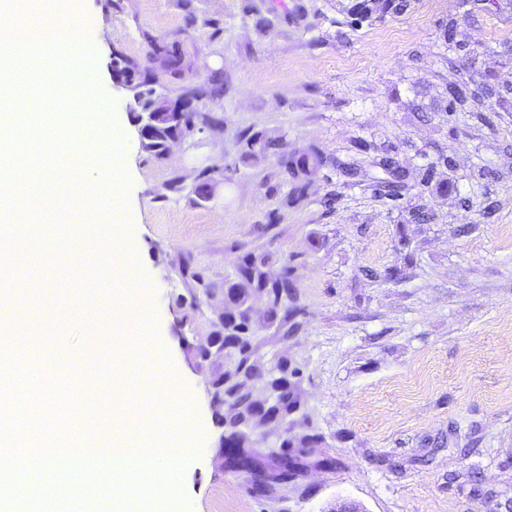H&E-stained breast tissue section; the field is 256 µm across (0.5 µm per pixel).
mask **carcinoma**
I'll use <instances>...</instances> for the list:
<instances>
[{
	"mask_svg": "<svg viewBox=\"0 0 512 512\" xmlns=\"http://www.w3.org/2000/svg\"><path fill=\"white\" fill-rule=\"evenodd\" d=\"M393 0H372L360 4L355 16L366 19L377 12H384L392 7ZM154 55L159 68L172 75H179L185 67V52L183 46L177 42L157 44L154 47ZM112 68L126 73L130 79V88L132 94L150 99L154 90V82L143 75L138 66L122 54H115L112 57ZM194 113L183 112L179 115L163 113L161 123L165 128L181 127L188 130L193 123ZM280 147L276 139L265 138L260 135H254L246 139L244 150L241 154V160L253 159L261 154H266L270 150ZM283 165L289 171L296 174L308 175L315 169L319 161L317 158L302 154L300 156H283ZM383 165L388 170L391 179L384 181L382 185L385 195L398 199L402 196L405 189L403 175L393 166V162L386 160ZM269 255L266 253L256 254L250 252L245 254L237 266L235 279L224 281V301L238 310L240 320L228 323L224 326V349L225 354L234 360L226 372H224V395L230 399V414L225 418L228 426H233L242 415L252 416L253 406L243 393L246 380L253 375V367L248 365V359L245 357L250 342L247 333L249 325L244 317L247 311L246 304L249 298L254 294H264L271 303V312H276L282 301L288 298L291 288L288 273H283L277 278L270 276L268 271ZM274 389L279 391L277 395V406L274 410L279 414H286L296 403V394L291 385H274ZM296 451L288 457V461L280 467L281 474H271L265 477V481L274 482L280 479V475L293 473L301 459L307 458L313 453L312 442L308 439H301L294 444Z\"/></svg>",
	"mask_w": 512,
	"mask_h": 512,
	"instance_id": "carcinoma-1",
	"label": "carcinoma"
}]
</instances>
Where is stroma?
Returning <instances> with one entry per match:
<instances>
[{
    "label": "stroma",
    "instance_id": "1",
    "mask_svg": "<svg viewBox=\"0 0 512 512\" xmlns=\"http://www.w3.org/2000/svg\"><path fill=\"white\" fill-rule=\"evenodd\" d=\"M357 2L77 0L96 52L89 92L130 136L124 229L157 375L195 399L199 457L169 512H498L512 500V0H399L359 24ZM175 41L179 77L154 60L155 44ZM116 53L158 92L198 95L193 129L165 157L143 149L112 87ZM255 134L280 148L241 162ZM298 153L320 167L293 176L281 157ZM385 158L405 174L397 201L379 193ZM200 181L216 183L211 200L194 195ZM249 252L270 255L272 277L290 266L292 288L274 319L266 295L249 302L259 412L245 468L218 446L229 406L210 382L230 360L201 363L194 349ZM83 277L59 250L23 270L17 296L45 284L60 296L31 317L28 344L0 338V352L36 368L50 422L108 438L112 379L130 363L113 358L111 330L90 333L109 307L75 290ZM275 378L299 399L272 420L261 410ZM305 437L313 463L262 490L284 439Z\"/></svg>",
    "mask_w": 512,
    "mask_h": 512
}]
</instances>
